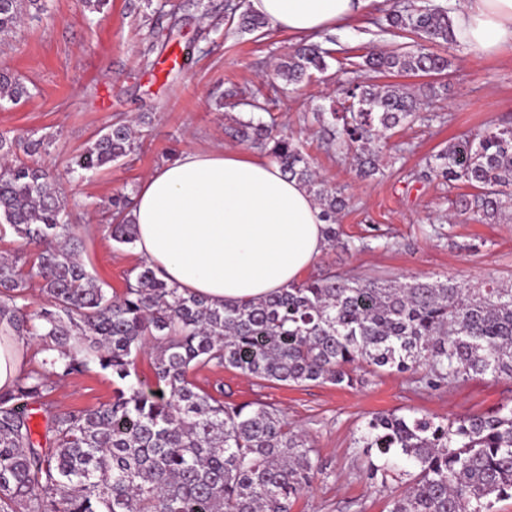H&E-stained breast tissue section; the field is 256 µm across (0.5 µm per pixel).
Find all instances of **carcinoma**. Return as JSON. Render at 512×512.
<instances>
[{"label":"carcinoma","mask_w":512,"mask_h":512,"mask_svg":"<svg viewBox=\"0 0 512 512\" xmlns=\"http://www.w3.org/2000/svg\"><path fill=\"white\" fill-rule=\"evenodd\" d=\"M43 0H0V37L13 33L23 11ZM451 8L406 0L386 18L384 32L408 33V51L379 50L356 63L335 50L300 43L281 58L275 77L288 85L329 69L347 79L341 99L312 119L338 155L353 154L359 174L380 173L378 145L397 127L425 121L423 109L442 97L433 77L450 66L434 46L465 44ZM267 20L250 9L239 29ZM429 76L417 95L401 84L359 80V72ZM29 95L15 74L0 71V102ZM235 138L257 146L300 181L323 211L327 241L342 244V192L322 179L297 138L254 118L229 115ZM139 147L134 127L116 121L80 153L75 166L97 171ZM15 141L0 136V230L39 247L29 270L0 259V336H32L52 355L0 391V512H291L293 500L320 473L306 435L269 405L226 403L201 393L191 375L233 368L289 386H351L354 372H413L430 389L489 374L512 379V288H468L451 282L379 283L325 273L259 300L210 302L158 276L144 261L119 296L89 274L68 224V201L50 171L7 164ZM427 173L452 190L472 193L460 211L497 224L512 211V124H487L427 162ZM130 198L112 196L108 229L119 245L136 244L126 220ZM42 307L24 312L33 278ZM151 354L156 389L132 382L137 358ZM109 373L112 400L93 409H59L50 377ZM44 419L33 428V412ZM358 447L404 457L418 473L389 512H493L512 499V404L492 414L453 421L380 412L368 420Z\"/></svg>","instance_id":"1"}]
</instances>
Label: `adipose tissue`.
Listing matches in <instances>:
<instances>
[{
    "instance_id": "adipose-tissue-1",
    "label": "adipose tissue",
    "mask_w": 512,
    "mask_h": 512,
    "mask_svg": "<svg viewBox=\"0 0 512 512\" xmlns=\"http://www.w3.org/2000/svg\"><path fill=\"white\" fill-rule=\"evenodd\" d=\"M279 29L310 37L368 0H249ZM458 38L476 54L512 45V0H461ZM129 218L137 249L165 279L212 301L262 298L298 281L327 245L322 209L278 164L221 146L187 150L140 182ZM20 337L0 343V390L28 368Z\"/></svg>"
}]
</instances>
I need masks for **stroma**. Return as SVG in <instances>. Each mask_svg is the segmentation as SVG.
Returning a JSON list of instances; mask_svg holds the SVG:
<instances>
[{
	"label": "stroma",
	"mask_w": 512,
	"mask_h": 512,
	"mask_svg": "<svg viewBox=\"0 0 512 512\" xmlns=\"http://www.w3.org/2000/svg\"><path fill=\"white\" fill-rule=\"evenodd\" d=\"M169 41L156 40L138 0H109L103 12L84 0H46L38 16L26 18L12 40L0 44V69L23 79L30 95L0 105V134L19 141L49 138L40 155L17 152V161L48 166L69 203V222L81 242L87 271L107 293H121L137 249L109 236L111 200L135 194L141 179L187 148L235 147L229 116L259 118L300 139L314 167L330 183L345 187L349 206L340 216L345 251L326 246L311 267L380 282L402 277L452 280L481 287L487 280L512 286V219L484 224L460 214L454 195L439 179L423 178L426 161L485 123H512V48L474 55L449 50L452 66L446 99L426 126L399 129L383 153V177L364 181L351 160L329 154L318 128L303 117L327 96L332 80L292 88L273 68L298 36L268 26L243 33L225 15L238 0H160ZM398 0H371L340 25L335 37L344 55L408 46V39L382 32L386 12ZM184 56L186 66L159 63ZM241 87L279 97L269 112L234 105L228 89ZM136 120L140 148L95 172L74 167L75 158L116 120ZM200 391L223 389L237 403L270 404L308 437L321 469L312 489L291 512H388L392 498L416 472L398 459L364 455L356 442L372 413L428 414L459 419L495 410L512 400V379L475 375L429 390L415 374L386 372L351 387H302L246 376L235 369L205 368L194 375ZM112 378L99 368L60 380L52 394L65 409L98 407L112 398Z\"/></svg>",
	"instance_id": "obj_1"
}]
</instances>
